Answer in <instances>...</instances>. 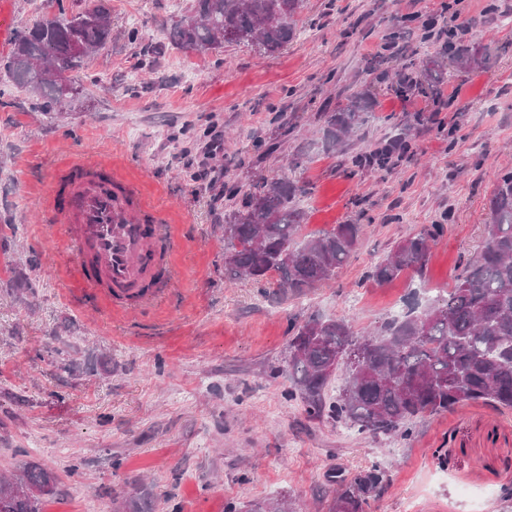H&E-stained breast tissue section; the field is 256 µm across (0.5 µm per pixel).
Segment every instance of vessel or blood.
<instances>
[{
	"label": "vessel or blood",
	"mask_w": 512,
	"mask_h": 512,
	"mask_svg": "<svg viewBox=\"0 0 512 512\" xmlns=\"http://www.w3.org/2000/svg\"><path fill=\"white\" fill-rule=\"evenodd\" d=\"M144 208L130 185L104 188L84 175L72 183L68 209L51 213L52 220L72 224L78 248L93 257L94 269H81V276L123 306L143 301V284L175 245L160 224L143 223Z\"/></svg>",
	"instance_id": "obj_1"
}]
</instances>
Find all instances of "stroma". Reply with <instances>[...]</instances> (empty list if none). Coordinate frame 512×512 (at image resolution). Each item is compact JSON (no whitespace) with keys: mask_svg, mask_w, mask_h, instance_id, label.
I'll return each mask as SVG.
<instances>
[{"mask_svg":"<svg viewBox=\"0 0 512 512\" xmlns=\"http://www.w3.org/2000/svg\"><path fill=\"white\" fill-rule=\"evenodd\" d=\"M104 5L117 38L80 72L81 100L55 119L0 70V474L39 464L58 476L44 512H115L150 488L155 512H245L290 495L311 512L331 494L325 474L381 463L389 481L367 512H512V411L468 404L417 420L410 436L374 439L310 419L289 399L288 326L311 315L354 330L381 325L454 284L479 251L486 200L512 171V0H304L297 36L274 55L227 45L205 55L165 34L189 0H0V58L17 29L59 4ZM461 15L453 41L427 36L433 15ZM490 62L449 67L454 102L400 77L449 45ZM369 91L375 118L344 147L314 150L320 114ZM221 152L206 148L211 131ZM403 136L409 152L385 170L352 172L350 158ZM307 157L303 232L359 224L335 280L295 296L224 278V186L280 173ZM107 163L137 183L176 246L178 281L125 313L77 275L69 225L46 212L73 159ZM219 180H194L188 160ZM445 231L422 274L378 285L372 264L424 225ZM27 275L33 291L20 289ZM110 371L98 369L100 356ZM94 363L66 372L59 358Z\"/></svg>","mask_w":512,"mask_h":512,"instance_id":"obj_1","label":"stroma"}]
</instances>
